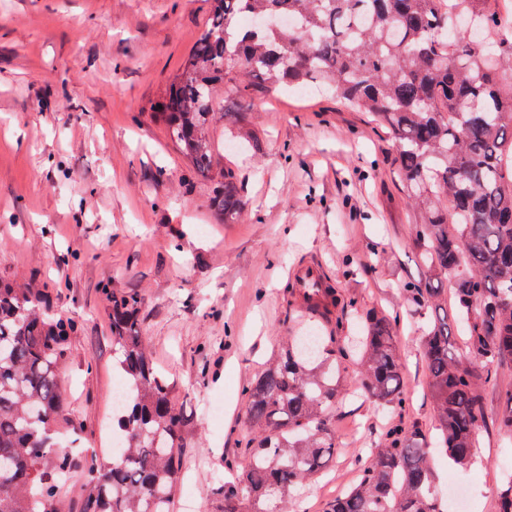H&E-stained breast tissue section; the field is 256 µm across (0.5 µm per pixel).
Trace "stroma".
Returning <instances> with one entry per match:
<instances>
[{
  "label": "stroma",
  "mask_w": 512,
  "mask_h": 512,
  "mask_svg": "<svg viewBox=\"0 0 512 512\" xmlns=\"http://www.w3.org/2000/svg\"><path fill=\"white\" fill-rule=\"evenodd\" d=\"M211 16L210 0H0V279L32 282L78 326L62 381L82 448L110 459L119 374L105 290L142 297L140 332L174 380L187 421L172 512H224L215 476L245 459L243 389L283 337L301 335L293 269L317 260L341 304L396 324L406 403L348 394L326 418L339 451L291 512H327L387 427L433 432L424 323L406 292L428 279L400 159L371 114L319 87L225 86L211 136L242 184L241 222L208 206L152 112ZM512 360L482 381L485 416L466 467L435 452L471 512H498L512 435L500 393Z\"/></svg>",
  "instance_id": "obj_1"
}]
</instances>
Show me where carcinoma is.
<instances>
[{
    "instance_id": "1",
    "label": "carcinoma",
    "mask_w": 512,
    "mask_h": 512,
    "mask_svg": "<svg viewBox=\"0 0 512 512\" xmlns=\"http://www.w3.org/2000/svg\"><path fill=\"white\" fill-rule=\"evenodd\" d=\"M212 16L154 113L196 178L215 182L209 206L226 224L245 206L232 171L220 166L211 128L224 119L218 88L243 75L244 92L281 84H329L345 106L371 113L392 134L414 206L426 210L417 245L439 278L456 284L453 323L430 318L421 337L428 390L450 461L467 465L484 419L477 369L512 359V4L506 0H212ZM407 291L439 307L433 281ZM112 345L131 400L112 418L121 443L112 461H84L81 512H171L182 469L186 419L174 382L153 364L139 331L142 299L104 290ZM477 315H471L474 303ZM303 320L315 333L292 336L244 388L247 460L217 490L224 512H289L295 491L337 451L325 408L354 386L402 407L400 351L391 321L343 312ZM75 324L31 285L0 281V512H58L73 464L58 441L80 423L60 370ZM466 337L461 361L454 333ZM498 425L512 433V388ZM430 435L389 430L358 458L353 487L329 512H442L433 490Z\"/></svg>"
}]
</instances>
